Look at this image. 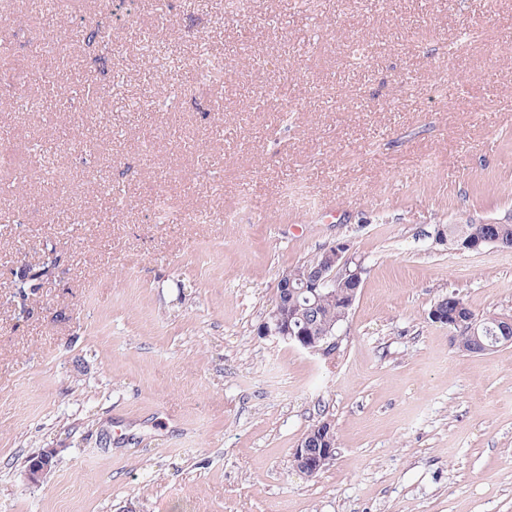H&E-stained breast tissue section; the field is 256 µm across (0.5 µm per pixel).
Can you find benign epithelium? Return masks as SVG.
Returning a JSON list of instances; mask_svg holds the SVG:
<instances>
[{
    "label": "benign epithelium",
    "mask_w": 512,
    "mask_h": 512,
    "mask_svg": "<svg viewBox=\"0 0 512 512\" xmlns=\"http://www.w3.org/2000/svg\"><path fill=\"white\" fill-rule=\"evenodd\" d=\"M349 245L337 242L323 249V258L319 266L307 270L302 275H290L283 272L278 278L275 289V308L262 323L261 334L276 336L283 341L324 359H333L339 353L344 336L326 327L317 333L315 311L325 300L346 294L345 308L353 307L362 284L361 263L353 259ZM429 319L434 323L450 328L465 324L474 339H479L481 321L470 313L466 306L454 297L433 304ZM499 329L502 334L482 344L484 352H494L503 345L511 344L508 334L512 332V317H499ZM336 440L332 425L325 422L321 437L310 441L302 439L293 449L295 467L303 474L313 476L320 472L335 457ZM58 450L52 448L41 454V460L27 469L28 479L36 483L57 463Z\"/></svg>",
    "instance_id": "obj_1"
}]
</instances>
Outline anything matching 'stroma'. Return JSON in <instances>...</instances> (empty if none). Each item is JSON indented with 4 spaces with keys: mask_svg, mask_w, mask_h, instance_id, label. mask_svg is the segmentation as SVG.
<instances>
[{
    "mask_svg": "<svg viewBox=\"0 0 512 512\" xmlns=\"http://www.w3.org/2000/svg\"><path fill=\"white\" fill-rule=\"evenodd\" d=\"M33 2L0 0V512H512V346L428 316L512 315V248L436 240L512 223V0ZM336 242L364 273L328 361L260 326ZM448 235L465 234V236H496L506 241H509V245H498L501 247L512 248V224H451L448 225ZM439 298L435 300V302H437ZM458 298L453 297L451 299L452 305L454 306V312L451 314L452 317L450 319H448V297H446V299L439 300L437 303H434L432 305L429 311V319L434 323L446 325L448 326L449 329L464 323L465 325L468 326L470 334L484 348V353L495 352L496 349H498L502 345L512 343L511 337H506L510 333V329H512L511 316L503 315L499 317V315L496 313H489L484 316H481L484 325L491 327L494 330L498 329L496 322L497 318L499 317V329L503 333V336H501L500 333H497V336H493V339L491 341H489L488 343H483L479 339L482 324L480 319L477 318L474 314H472L473 312L470 313L467 307L459 302ZM325 429L317 440H305L302 437L296 448H293V462L295 467L303 474L313 476L320 472L335 457L336 440L330 421L324 423ZM334 434V436H333Z\"/></svg>",
    "mask_w": 512,
    "mask_h": 512,
    "instance_id": "stroma-1",
    "label": "stroma"
}]
</instances>
